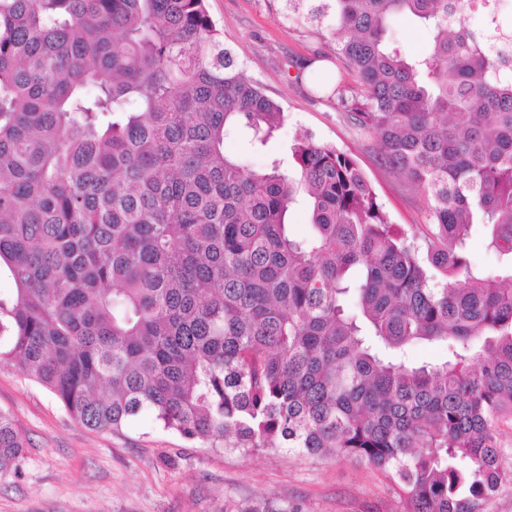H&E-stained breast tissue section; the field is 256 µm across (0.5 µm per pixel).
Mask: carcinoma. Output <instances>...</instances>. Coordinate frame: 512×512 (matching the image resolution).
Here are the masks:
<instances>
[{"label": "carcinoma", "mask_w": 512, "mask_h": 512, "mask_svg": "<svg viewBox=\"0 0 512 512\" xmlns=\"http://www.w3.org/2000/svg\"><path fill=\"white\" fill-rule=\"evenodd\" d=\"M401 17L425 54L390 46ZM306 18L330 19L355 83L314 89L427 197L424 245L333 145L298 135L262 166L224 151L266 146L286 113L205 0H0V364L92 431L149 412L206 448L373 467L405 512H486L512 485V54L490 49L512 22L493 0H321ZM475 224L494 271L466 253ZM432 342L445 359L407 358ZM24 448L0 412V478Z\"/></svg>", "instance_id": "cac0c4a2"}]
</instances>
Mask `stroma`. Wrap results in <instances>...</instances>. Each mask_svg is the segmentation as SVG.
I'll return each mask as SVG.
<instances>
[{
    "label": "stroma",
    "mask_w": 512,
    "mask_h": 512,
    "mask_svg": "<svg viewBox=\"0 0 512 512\" xmlns=\"http://www.w3.org/2000/svg\"><path fill=\"white\" fill-rule=\"evenodd\" d=\"M206 8L247 75L287 113L264 151L248 152L236 137L226 151L248 153L260 166L308 133L352 155L390 223L424 238L425 196L386 170L373 136L297 66L314 57L334 81H348L325 49V26L293 13L288 0H206ZM0 411L26 440L17 473L0 478V512H403L382 474L346 461L274 448L216 451L163 430L149 414L119 433L89 430L12 364L0 365Z\"/></svg>",
    "instance_id": "35a3bbf8"
}]
</instances>
